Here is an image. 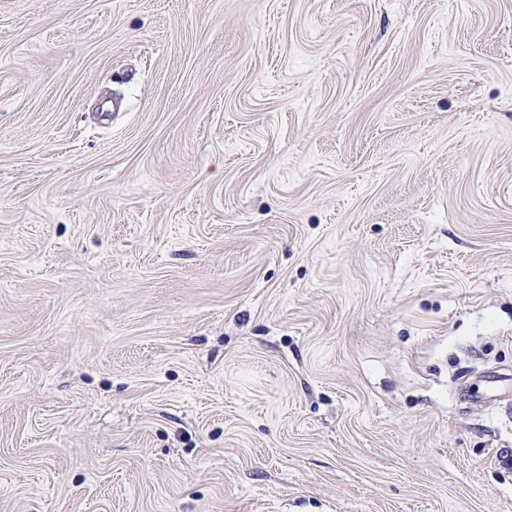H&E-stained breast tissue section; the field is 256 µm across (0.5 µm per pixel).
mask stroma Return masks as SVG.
<instances>
[{"label":"stroma","instance_id":"stroma-1","mask_svg":"<svg viewBox=\"0 0 512 512\" xmlns=\"http://www.w3.org/2000/svg\"><path fill=\"white\" fill-rule=\"evenodd\" d=\"M512 0H0V512H512Z\"/></svg>","mask_w":512,"mask_h":512}]
</instances>
